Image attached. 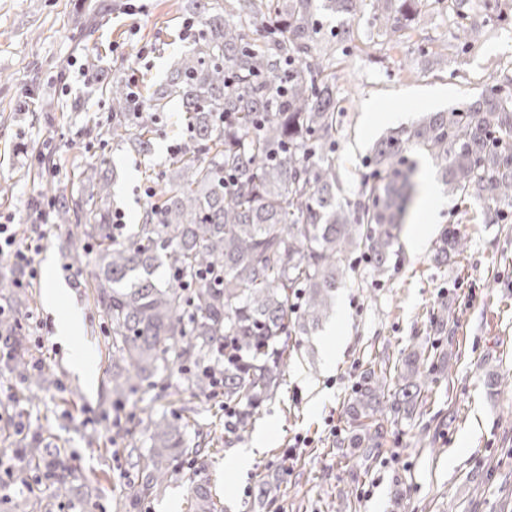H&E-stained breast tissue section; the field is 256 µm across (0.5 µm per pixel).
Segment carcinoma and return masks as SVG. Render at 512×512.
<instances>
[{"label": "carcinoma", "instance_id": "1", "mask_svg": "<svg viewBox=\"0 0 512 512\" xmlns=\"http://www.w3.org/2000/svg\"><path fill=\"white\" fill-rule=\"evenodd\" d=\"M187 0L201 25L192 48L166 80L138 105L131 80L115 71L104 86L107 133L151 151L159 116L176 101L189 135L154 182L141 223L113 232L107 159L79 166V186L53 196L52 218L73 224L95 248L98 306L112 336V396H165L172 369L194 397L208 396L206 369L224 370V403L237 409L231 443L249 433L263 404L275 397L288 368V339L305 336L325 315L351 258L367 259L378 276L397 257L400 221L415 191L407 154L426 152L448 193L473 200L483 223L501 224L512 206V76L490 84L461 107L430 112L410 127L390 130L365 159L367 200L340 197L336 165L339 100L334 63L320 45L323 8L374 17L400 27L422 0ZM456 39L474 46L481 29L455 0ZM271 26L262 44L245 41L251 17ZM463 250L456 229L443 231L435 258ZM445 367L415 351L401 356L397 377L386 362L369 369L348 402L351 448H379L385 423L428 398V372ZM137 424L148 453L137 452L131 504L161 494L174 462L201 456L180 415L144 410ZM29 464H45L61 485L74 477L64 450L40 442L24 449ZM192 512H214L208 487L193 490Z\"/></svg>", "mask_w": 512, "mask_h": 512}]
</instances>
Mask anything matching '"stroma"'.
I'll use <instances>...</instances> for the list:
<instances>
[{
    "instance_id": "obj_1",
    "label": "stroma",
    "mask_w": 512,
    "mask_h": 512,
    "mask_svg": "<svg viewBox=\"0 0 512 512\" xmlns=\"http://www.w3.org/2000/svg\"><path fill=\"white\" fill-rule=\"evenodd\" d=\"M488 10L470 0V16L485 35L468 51L454 38L452 0H427L405 22L402 42L391 48L371 10L348 17L321 11L322 32L350 27L354 38L336 45V96L340 127L336 159L344 200L364 194V158L376 137L400 112L411 125L428 112L446 111L480 93L492 71L512 75V0ZM184 0H137L125 14L124 0H0V183L12 184L0 196V219L32 234L29 204L53 196L74 181L70 162L108 159L120 177L112 187L113 205L126 224L138 223L143 193L163 169L172 145L187 134L178 103L159 120L163 131L150 154L121 148L98 137L96 125L108 115L86 55L100 58L104 70L123 69L141 92H151L188 46L182 35ZM448 56L432 68L430 54ZM51 95L56 108L40 111L38 99ZM81 99L83 111L71 109ZM375 103L372 136H365L366 103ZM436 232L417 250L399 237L396 264L371 278L357 260L336 292L342 348L327 365L321 331L303 337L292 350L276 396L266 402L254 430H268L270 442L246 472L225 471L231 453L224 445L223 396L189 398L173 383L168 407L190 406L191 425L207 442L206 466L177 463V474L141 512H189L192 490L205 483L215 512H512V387L489 385L492 373L512 374V223H482L475 205L443 194L429 211L413 206L406 225L419 217ZM455 226L466 250L457 261L436 260L439 233ZM73 225L56 224L34 257L38 272L26 286L28 302L0 294L18 325L26 348L27 375L0 363V483L10 498L0 512H128L124 489L136 477L127 456L114 453L112 439L127 432L142 445L133 424L150 397L137 393L122 406L112 403V341L97 309L92 288L94 255L73 236ZM64 281L66 308L79 314L69 345L41 340L54 318L45 305V268ZM439 345L448 362L446 377L430 384L427 402L412 415L387 424L379 448H344L351 433L346 406L360 375L377 361L398 363L404 350ZM84 350L97 376L96 391L67 361L68 348ZM51 378L35 391L33 379ZM310 445L286 459L295 435ZM65 449L76 470L69 493H61L46 470L31 471L18 484L16 457L33 440Z\"/></svg>"
}]
</instances>
